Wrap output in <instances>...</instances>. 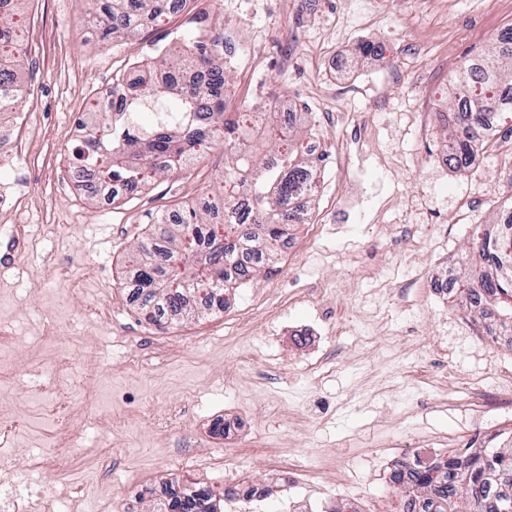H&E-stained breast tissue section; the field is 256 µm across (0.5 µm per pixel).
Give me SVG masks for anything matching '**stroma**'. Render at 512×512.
Here are the masks:
<instances>
[{
    "mask_svg": "<svg viewBox=\"0 0 512 512\" xmlns=\"http://www.w3.org/2000/svg\"><path fill=\"white\" fill-rule=\"evenodd\" d=\"M216 20L238 49L229 111L292 100L329 150L292 232L302 256L279 253L224 309L162 331L130 299L128 255L157 214L203 200L224 145L128 202L89 200L69 157L114 79ZM16 24L31 86L11 137L39 150L0 164V185L36 199L0 214L14 472L72 484L83 512H155L174 480L262 489L257 512H398L394 463L512 430V407L471 404L512 396V347L429 288L472 260L476 229L512 196V138L447 168L436 116L464 63L512 27V0H183L107 40L83 0H28ZM341 57L350 79L332 69Z\"/></svg>",
    "mask_w": 512,
    "mask_h": 512,
    "instance_id": "obj_1",
    "label": "stroma"
}]
</instances>
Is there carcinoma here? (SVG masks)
Masks as SVG:
<instances>
[{
	"label": "carcinoma",
	"mask_w": 512,
	"mask_h": 512,
	"mask_svg": "<svg viewBox=\"0 0 512 512\" xmlns=\"http://www.w3.org/2000/svg\"><path fill=\"white\" fill-rule=\"evenodd\" d=\"M28 0H13L0 13V84L8 91L0 96V117L16 110L30 90L15 55L20 40L14 13ZM101 6L89 11L90 20L103 26V37L135 34L136 11L152 17L166 14L165 0H95ZM512 62V28L502 33L496 46L480 59V66H466L448 88V108L465 105L464 129L448 134V162L458 168L471 164L501 132L500 117L512 112V84L505 65ZM205 68L216 86L226 83L224 32L216 28L205 37L189 38L162 51L159 60L142 69L176 72ZM140 97L121 96L123 81L84 113V139L73 153L80 171L91 177L88 195L119 185L128 195L142 182L185 170L204 146L220 139L230 154L219 175L222 188L203 209L178 208L157 217L166 225V246L154 240L140 241L131 255L135 266L133 286L141 299L142 315L159 327L181 322L199 313L195 298L205 307L224 308L230 291L270 263L277 245L290 227L308 220L312 198L301 194L320 170L321 156L304 146L312 133V113H299L298 122L283 128L260 104H243L242 111H226L219 94L204 97L196 88L175 81L162 84L140 78ZM477 260L455 276L452 297L472 305L484 298L482 312L502 331H512V240L488 234L476 237ZM401 494L400 512H409V501L432 490L438 499L434 512H512V432L499 446L465 448L461 458H441L417 464L414 479L392 477ZM167 505L181 512H222L208 489H176L166 492Z\"/></svg>",
	"instance_id": "cac0c4a2"
}]
</instances>
